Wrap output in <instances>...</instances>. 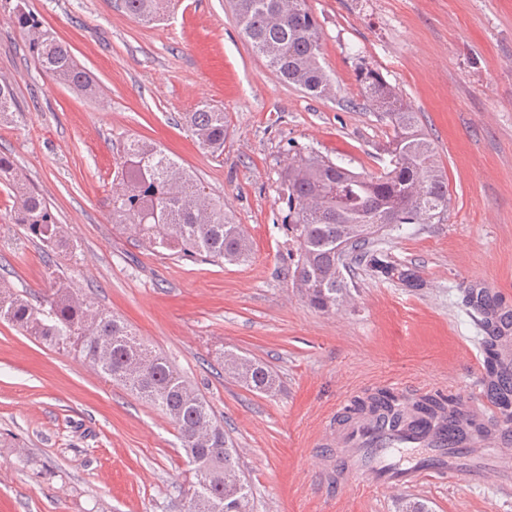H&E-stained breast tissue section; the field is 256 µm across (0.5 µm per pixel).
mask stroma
<instances>
[{"instance_id": "1", "label": "stroma", "mask_w": 512, "mask_h": 512, "mask_svg": "<svg viewBox=\"0 0 512 512\" xmlns=\"http://www.w3.org/2000/svg\"><path fill=\"white\" fill-rule=\"evenodd\" d=\"M320 62L337 90L285 83L243 35L229 0H171L135 20L119 0H0V77L21 110L0 124V155L50 203L80 259L76 287L165 356L213 408L239 454L253 512H512V488L488 463L409 490L325 482L314 439L352 392L392 383L480 400L482 330L461 303L485 288L512 310V0H309ZM27 12L97 79L98 99L45 78L18 23ZM367 62L418 112L448 179L440 224H406L380 246L416 271L409 288L359 272L346 304L324 313L293 283L296 245L281 176L315 150L358 173L389 162L393 130L366 109ZM222 108L224 153L193 140L185 113ZM156 143L192 170L252 244L243 263L168 258L112 224L126 141ZM0 183V276L50 294L54 257L13 221ZM233 351L278 377L260 394L224 371ZM190 475L178 433L157 408L74 352L0 321V512H187Z\"/></svg>"}]
</instances>
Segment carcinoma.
<instances>
[{
    "mask_svg": "<svg viewBox=\"0 0 512 512\" xmlns=\"http://www.w3.org/2000/svg\"><path fill=\"white\" fill-rule=\"evenodd\" d=\"M135 19L149 22L165 0H120ZM243 34L267 65L285 82L305 93H332L334 79L320 63L319 24L307 0H234ZM31 32L28 49L38 70L58 84L87 97L99 93L93 77L68 46L40 30L31 14L19 13ZM360 93L367 106L383 113L393 127L385 151L394 159L378 176L363 175L313 151L298 152L281 178L296 242L294 284L311 307L329 312L342 306L354 287L350 275L364 267L387 279L418 287V276L376 248L382 233L400 224H434L445 220L448 181L434 144L419 124L417 112L371 67L359 72ZM20 111L14 83L0 78V123ZM185 120L201 149L224 153V111L204 106ZM113 180L112 223L135 237L138 246L168 257H200L212 262H244L251 247L241 225L216 203L191 170L157 145L132 140L122 151ZM0 182L15 192L14 220L43 250L77 258L75 245L45 197L25 185L14 162L0 155ZM51 271L54 288L34 304L0 281V319L7 320L47 345L73 350L106 376L158 406L178 430L193 481L188 512H252V491L237 461V450L224 435L205 398L167 360L145 346L130 329L73 281ZM464 305L479 315L487 359L482 390L488 401L512 420V367L498 363L497 346L512 330V312L489 292L465 290ZM224 370L252 391L271 393L277 377L265 364L237 353L223 354ZM398 398L381 390L359 400L356 411L389 416L398 423Z\"/></svg>",
    "mask_w": 512,
    "mask_h": 512,
    "instance_id": "obj_1",
    "label": "carcinoma"
}]
</instances>
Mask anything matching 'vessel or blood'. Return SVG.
<instances>
[{
  "label": "vessel or blood",
  "mask_w": 512,
  "mask_h": 512,
  "mask_svg": "<svg viewBox=\"0 0 512 512\" xmlns=\"http://www.w3.org/2000/svg\"><path fill=\"white\" fill-rule=\"evenodd\" d=\"M407 406L403 421L392 425L340 407L341 417L321 430L319 444L336 451L328 478L337 488L363 480L375 488L408 489L424 481H443L460 461L480 456L504 459L512 435L494 431L499 415L491 403L468 402L430 416L421 412L420 394L394 385Z\"/></svg>",
  "instance_id": "vessel-or-blood-1"
}]
</instances>
